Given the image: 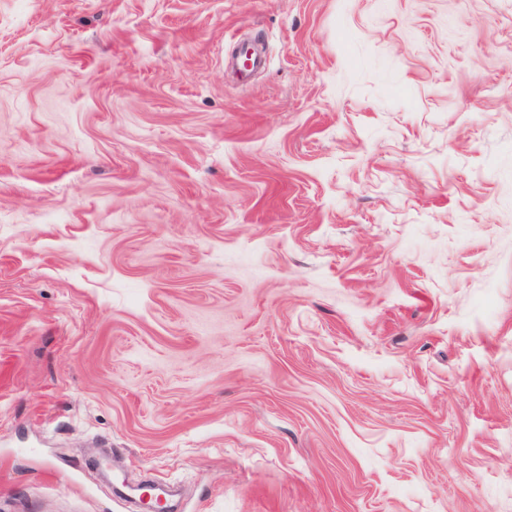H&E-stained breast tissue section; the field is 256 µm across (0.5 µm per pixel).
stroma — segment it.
Instances as JSON below:
<instances>
[{"label": "stroma", "mask_w": 512, "mask_h": 512, "mask_svg": "<svg viewBox=\"0 0 512 512\" xmlns=\"http://www.w3.org/2000/svg\"><path fill=\"white\" fill-rule=\"evenodd\" d=\"M512 512V0H0V512Z\"/></svg>", "instance_id": "stroma-1"}]
</instances>
